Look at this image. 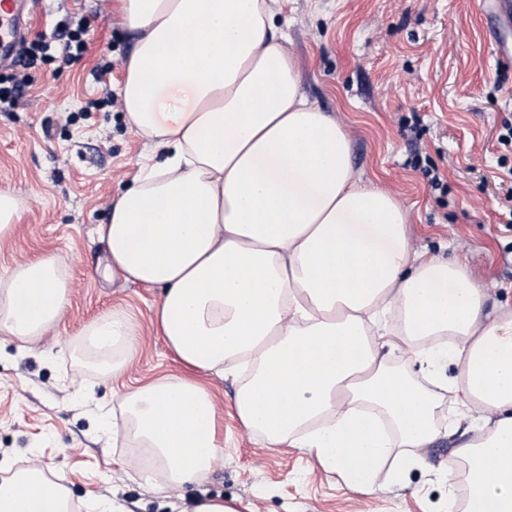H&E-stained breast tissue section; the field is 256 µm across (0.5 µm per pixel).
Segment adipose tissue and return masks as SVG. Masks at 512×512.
<instances>
[{"instance_id": "obj_1", "label": "adipose tissue", "mask_w": 512, "mask_h": 512, "mask_svg": "<svg viewBox=\"0 0 512 512\" xmlns=\"http://www.w3.org/2000/svg\"><path fill=\"white\" fill-rule=\"evenodd\" d=\"M138 35L123 100L153 140L97 235L109 268L162 289L159 331L187 366L217 377L249 366L235 397L265 447L307 448L369 491L423 450L465 432L448 465L470 512H512V311L485 314L466 266L415 259L408 214L356 173L345 128L301 92L268 0H117ZM67 305L54 258L0 276V334L26 344ZM82 346L123 370L124 314L100 317ZM402 355L418 373L390 364ZM464 411L436 425L443 391ZM107 428L143 448L168 487L223 457L210 394L164 378L118 395ZM0 512H69L66 486L29 467L0 481Z\"/></svg>"}]
</instances>
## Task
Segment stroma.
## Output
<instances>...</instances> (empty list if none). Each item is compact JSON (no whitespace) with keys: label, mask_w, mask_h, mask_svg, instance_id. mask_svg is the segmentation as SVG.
Segmentation results:
<instances>
[{"label":"stroma","mask_w":512,"mask_h":512,"mask_svg":"<svg viewBox=\"0 0 512 512\" xmlns=\"http://www.w3.org/2000/svg\"><path fill=\"white\" fill-rule=\"evenodd\" d=\"M37 2L29 35L51 34L75 12L87 21L88 50L61 69L31 70L26 105L0 112V190L19 207L12 235L0 240V275L53 257L68 304L25 351L0 335V461L64 472L77 505L109 498L124 512H170L167 498L133 473L132 443L104 436L94 410H111L113 394L184 376L211 392L224 446L223 460L186 496L219 495L237 512H446L442 471L455 439L424 449V464L405 484H392L382 470L375 492L364 494L308 449L264 447L237 416L236 385L187 367L169 349L155 318L160 289L113 279L96 234L154 150L123 107L88 108L105 90L120 91L136 36L113 0ZM488 9L487 0H288L284 30L303 94L346 129L363 182L407 210L414 251L464 262L487 288L486 311L498 312L512 310V223L496 201L512 166V144L499 140L512 125V60L500 58L485 33ZM103 60L107 87L90 76ZM414 114L412 144L404 121ZM416 146L445 176L447 193L408 165ZM115 310L134 326V349L124 372L105 378L80 333ZM78 387L86 399L75 397Z\"/></svg>","instance_id":"35a3bbf8"}]
</instances>
